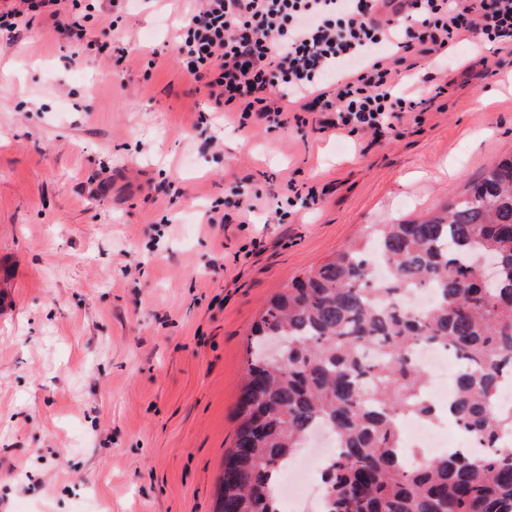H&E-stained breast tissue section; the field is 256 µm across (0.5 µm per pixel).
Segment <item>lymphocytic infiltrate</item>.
Wrapping results in <instances>:
<instances>
[{
  "label": "lymphocytic infiltrate",
  "mask_w": 512,
  "mask_h": 512,
  "mask_svg": "<svg viewBox=\"0 0 512 512\" xmlns=\"http://www.w3.org/2000/svg\"><path fill=\"white\" fill-rule=\"evenodd\" d=\"M192 2L175 33L183 69L243 128L314 114L341 136L387 137L430 110L400 91L419 59L469 39L512 49V0H412L409 19L386 21L385 0Z\"/></svg>",
  "instance_id": "obj_1"
}]
</instances>
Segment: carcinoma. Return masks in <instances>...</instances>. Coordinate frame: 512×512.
I'll use <instances>...</instances> for the list:
<instances>
[{"instance_id":"obj_1","label":"carcinoma","mask_w":512,"mask_h":512,"mask_svg":"<svg viewBox=\"0 0 512 512\" xmlns=\"http://www.w3.org/2000/svg\"><path fill=\"white\" fill-rule=\"evenodd\" d=\"M411 289L432 290L431 306L406 310ZM249 344L215 512H280L272 484L321 426L341 445L321 512H512V404H497L512 382V156L293 279ZM419 344L456 359L449 419L471 447L412 466L401 420H439Z\"/></svg>"}]
</instances>
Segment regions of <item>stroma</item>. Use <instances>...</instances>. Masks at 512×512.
I'll use <instances>...</instances> for the list:
<instances>
[{
    "label": "stroma",
    "instance_id": "35a3bbf8",
    "mask_svg": "<svg viewBox=\"0 0 512 512\" xmlns=\"http://www.w3.org/2000/svg\"><path fill=\"white\" fill-rule=\"evenodd\" d=\"M183 9L124 14L119 73L47 18L0 36V512H213L266 301L512 155L510 51L485 50L471 83L460 43L425 123L378 143L314 123L241 129L182 69ZM291 179L327 193L281 217ZM237 192L266 208L207 223Z\"/></svg>",
    "mask_w": 512,
    "mask_h": 512
}]
</instances>
